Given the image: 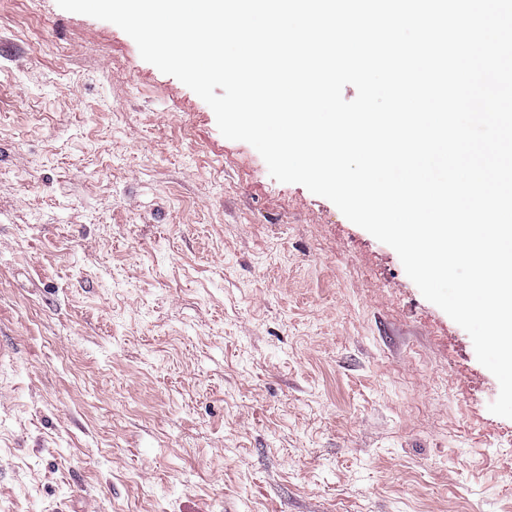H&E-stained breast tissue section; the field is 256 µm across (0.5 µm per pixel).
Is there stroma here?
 Returning <instances> with one entry per match:
<instances>
[{
	"label": "stroma",
	"instance_id": "1",
	"mask_svg": "<svg viewBox=\"0 0 512 512\" xmlns=\"http://www.w3.org/2000/svg\"><path fill=\"white\" fill-rule=\"evenodd\" d=\"M0 348V512H512L396 251L56 0H0Z\"/></svg>",
	"mask_w": 512,
	"mask_h": 512
}]
</instances>
